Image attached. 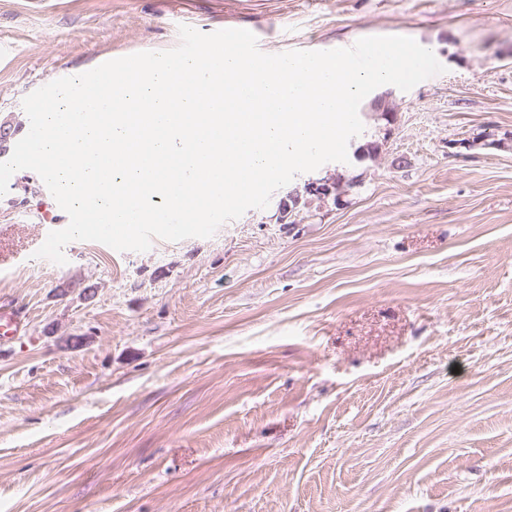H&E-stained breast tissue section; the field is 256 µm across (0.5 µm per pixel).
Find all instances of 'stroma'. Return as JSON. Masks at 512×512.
<instances>
[{
    "instance_id": "35a3bbf8",
    "label": "stroma",
    "mask_w": 512,
    "mask_h": 512,
    "mask_svg": "<svg viewBox=\"0 0 512 512\" xmlns=\"http://www.w3.org/2000/svg\"><path fill=\"white\" fill-rule=\"evenodd\" d=\"M261 51L402 35L443 74L209 238L73 241L0 197V512H512V0H0V126L179 25ZM342 181V204L276 202Z\"/></svg>"
}]
</instances>
